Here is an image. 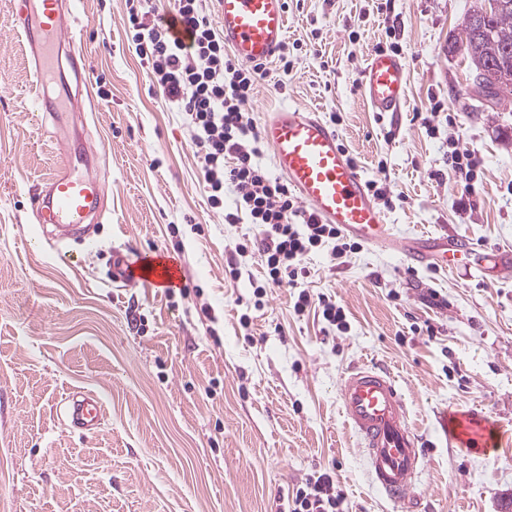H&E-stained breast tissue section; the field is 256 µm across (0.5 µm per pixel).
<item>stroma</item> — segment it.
I'll list each match as a JSON object with an SVG mask.
<instances>
[{
  "label": "stroma",
  "instance_id": "stroma-1",
  "mask_svg": "<svg viewBox=\"0 0 512 512\" xmlns=\"http://www.w3.org/2000/svg\"><path fill=\"white\" fill-rule=\"evenodd\" d=\"M287 0L285 91L258 83L257 121L286 105L339 115L340 142L366 180L387 182L398 236L432 232L512 250V99L478 96L454 42L472 0ZM0 0V512H281L288 490L334 469L346 512H395L372 485L344 423L341 375L388 367L424 441L412 483L421 512H503L512 496V274L408 264L361 245L303 260L297 287L267 288L253 224L211 208L181 116L126 35V0H76L72 33L93 100L82 119L108 194L93 245H46L31 197L63 157L28 94L34 77ZM407 69L401 111L376 112L360 78L377 51ZM474 154L469 200L445 175L449 145ZM161 254L179 285L121 287ZM335 297L342 329L295 313L299 291ZM104 401L92 434L62 422L65 398ZM478 413L504 431L491 455L441 429ZM110 278L113 283L130 284L138 282L150 287L168 281V279L163 276V271H157L151 275L145 274L143 272V265L138 272L134 271L133 268L126 263L123 254L117 251H114L112 255Z\"/></svg>",
  "mask_w": 512,
  "mask_h": 512
}]
</instances>
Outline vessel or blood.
<instances>
[{
  "label": "vessel or blood",
  "instance_id": "1",
  "mask_svg": "<svg viewBox=\"0 0 512 512\" xmlns=\"http://www.w3.org/2000/svg\"><path fill=\"white\" fill-rule=\"evenodd\" d=\"M18 2L16 22L28 48L36 85L41 87L64 62L74 79L57 98L39 90L34 99L38 112L50 120L52 136L64 152L63 163L45 181L34 203L37 223L55 227L48 240L60 251L81 224L100 217L105 209L97 154L87 147L72 150L70 142L81 138V131L70 136L60 131L62 113L77 112L88 86L86 67L71 39L70 0ZM217 23L236 58L247 63L266 62L287 36L286 0H218ZM406 82L402 60L377 53L363 72L361 86L374 111L397 112L406 99ZM262 136L272 149L275 169L322 222L336 225L368 245L394 240V230L376 205L360 169L343 151L336 130L317 112L300 105L280 108L265 119ZM402 245L406 259L420 265L450 269L464 256L473 269L512 272L511 252L479 248L463 238L451 241L430 236L406 239ZM110 278L115 283L138 282L150 287L164 281L162 273L134 271L118 252L112 255ZM338 394L342 416L365 454L374 486L400 512H417L411 481L424 468L425 451L393 372L378 365L354 366L341 377ZM103 408L97 394L77 392L67 398L65 419L73 428L94 431L102 424ZM444 426L447 432L465 434L472 450L486 452L490 436L482 426L449 420Z\"/></svg>",
  "mask_w": 512,
  "mask_h": 512
}]
</instances>
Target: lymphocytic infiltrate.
<instances>
[{"label": "lymphocytic infiltrate", "mask_w": 512, "mask_h": 512, "mask_svg": "<svg viewBox=\"0 0 512 512\" xmlns=\"http://www.w3.org/2000/svg\"><path fill=\"white\" fill-rule=\"evenodd\" d=\"M126 2L135 53L160 88L167 110L180 114L190 131L211 208L223 209L224 191L233 189L236 209L226 212L225 221L233 224L244 215L262 228L260 242L240 243L237 253L258 249L269 282L280 287L306 277L302 260L311 252L327 247L336 260L353 250L336 225L298 206L288 183L272 177L259 161L264 140L247 105L261 80L285 88L293 70L287 48H280L277 67L242 63L227 52L208 0H173L166 16L154 0ZM173 19L186 25L188 41L172 38ZM344 501L329 468L292 488L284 512H344Z\"/></svg>", "instance_id": "f902f5d3"}]
</instances>
